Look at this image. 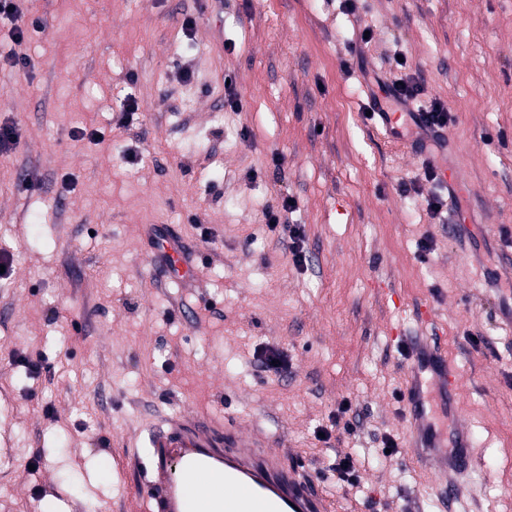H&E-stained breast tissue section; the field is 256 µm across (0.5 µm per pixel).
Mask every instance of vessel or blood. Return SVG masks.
I'll use <instances>...</instances> for the list:
<instances>
[{
    "instance_id": "obj_1",
    "label": "vessel or blood",
    "mask_w": 512,
    "mask_h": 512,
    "mask_svg": "<svg viewBox=\"0 0 512 512\" xmlns=\"http://www.w3.org/2000/svg\"><path fill=\"white\" fill-rule=\"evenodd\" d=\"M155 248L154 261L170 276H191L180 241L151 224L143 229ZM414 365L405 392L417 458L433 460L441 471L444 492L459 493V479L472 458L467 447L454 455L437 453L429 437V415L422 398L424 379L447 389L449 366L440 364L428 344L407 337ZM150 477L158 512H331L332 504L304 470L286 471L265 441L245 436L231 425L197 414H181L152 427L146 437Z\"/></svg>"
}]
</instances>
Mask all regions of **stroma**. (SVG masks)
<instances>
[{
    "label": "stroma",
    "mask_w": 512,
    "mask_h": 512,
    "mask_svg": "<svg viewBox=\"0 0 512 512\" xmlns=\"http://www.w3.org/2000/svg\"><path fill=\"white\" fill-rule=\"evenodd\" d=\"M17 5L43 29L18 44L0 23V57L30 60L0 64V122L20 129L0 155V512H141L145 437L180 413L268 434L335 512H512V292L494 285L512 277V0H363L356 21L337 0ZM395 37L455 116L435 152L452 185L418 196L399 186L423 154L362 114ZM84 127L99 141L73 140ZM434 193L455 228L421 204ZM286 194L304 268L262 218ZM148 224L183 239L190 283L154 271ZM408 336L454 370L450 412L429 390L440 444L461 425L473 448L454 499L409 446ZM269 347L287 370L262 368ZM346 401L353 432L321 440ZM347 455L356 488L330 470Z\"/></svg>",
    "instance_id": "stroma-1"
}]
</instances>
